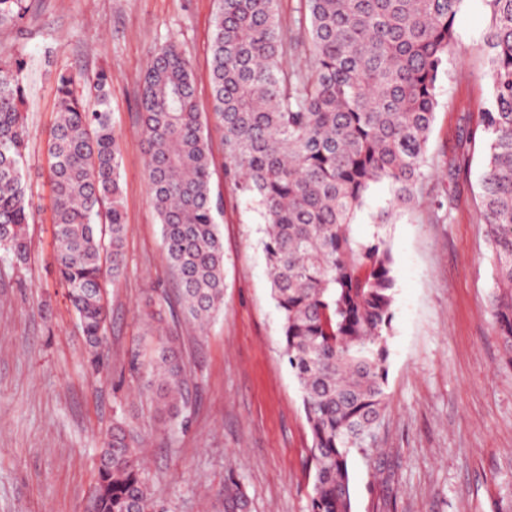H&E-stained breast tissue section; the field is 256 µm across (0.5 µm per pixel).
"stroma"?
I'll list each match as a JSON object with an SVG mask.
<instances>
[{
  "label": "stroma",
  "instance_id": "obj_1",
  "mask_svg": "<svg viewBox=\"0 0 512 512\" xmlns=\"http://www.w3.org/2000/svg\"><path fill=\"white\" fill-rule=\"evenodd\" d=\"M0 24V56L23 60L25 176L41 207L31 255L0 251V512H87L104 441L120 418L144 442L155 512H214L235 473L250 512H308L312 438L299 384L282 356L280 314L262 247L264 220L224 181L213 133V191L224 244V306L206 331L189 326L163 254L141 137L139 77L175 41L211 109L215 0H25ZM485 0H466L438 82L424 177L385 227L396 279L387 400L378 454L349 460L352 512H512V369L490 308L493 256L477 207L484 148L470 138L490 91L480 47ZM112 79L122 136L126 268L108 282L106 366L91 371L52 265L45 146L53 75ZM174 336L188 402L177 420L149 388L157 327Z\"/></svg>",
  "mask_w": 512,
  "mask_h": 512
}]
</instances>
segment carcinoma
<instances>
[{
  "label": "carcinoma",
  "instance_id": "1",
  "mask_svg": "<svg viewBox=\"0 0 512 512\" xmlns=\"http://www.w3.org/2000/svg\"><path fill=\"white\" fill-rule=\"evenodd\" d=\"M210 39L212 117L224 180L262 214L283 356L312 435L309 512H352L348 461L370 455L385 406L395 276L385 225L361 237L352 221L371 185L391 206L412 201L438 107L437 84L465 0H301L295 24L309 64H288L278 0H216ZM481 48L490 104L479 110L485 150L478 208L494 262L491 311L512 367V0H486ZM23 62L0 57V250L28 262L35 201L23 175ZM56 76L47 143L55 264L87 361L103 366L106 288L125 264L127 233L112 123V80ZM142 137L163 249L185 316L202 327L224 305V245L212 191V142L195 70L180 46L156 48L141 76ZM155 393L169 418L184 404L183 366L160 337ZM224 512L248 496L229 476ZM93 512H153L139 436L115 423L101 450Z\"/></svg>",
  "mask_w": 512,
  "mask_h": 512
}]
</instances>
